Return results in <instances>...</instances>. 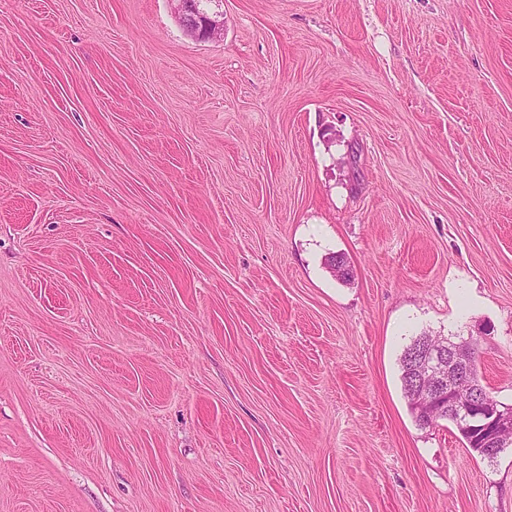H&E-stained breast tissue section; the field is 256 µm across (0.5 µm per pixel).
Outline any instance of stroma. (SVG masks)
Returning a JSON list of instances; mask_svg holds the SVG:
<instances>
[{"label": "stroma", "instance_id": "35a3bbf8", "mask_svg": "<svg viewBox=\"0 0 512 512\" xmlns=\"http://www.w3.org/2000/svg\"><path fill=\"white\" fill-rule=\"evenodd\" d=\"M214 8L0 0V512H512V0ZM177 2V14L185 31L201 40H218L224 37V15L210 12L201 7L204 0H174ZM172 1V2H174ZM437 337L438 336H429L426 333H422L419 336H416L411 341V343L408 346H406V348L403 350V353L401 354V357L399 359L400 372H401L400 379H401L402 390H403L404 396L408 401V405H409L411 414H412L413 418L415 419V422L417 423V425L419 427L424 428V429H426V427L424 425H422V423H420V419L418 417H416V415H415V402H414L415 401V397H414L415 390L413 389L411 382L408 379L409 373H408L407 358L409 357L411 351L415 347H418L419 345H421L423 342H425L427 340L432 341ZM469 342L452 341L443 337L432 347L421 349L412 362L417 387L421 379L428 385L417 395L419 413L438 405L442 412L452 415L459 423L478 419L480 444L487 455L505 448L502 435L512 431V407L502 405L482 385L478 388L471 381L468 365ZM461 379L469 383L464 385ZM480 389H484L480 391ZM447 398V403H442ZM448 415V421L453 422Z\"/></svg>", "mask_w": 512, "mask_h": 512}]
</instances>
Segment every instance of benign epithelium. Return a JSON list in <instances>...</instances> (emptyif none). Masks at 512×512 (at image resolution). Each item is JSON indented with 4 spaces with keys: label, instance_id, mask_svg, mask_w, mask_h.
<instances>
[{
    "label": "benign epithelium",
    "instance_id": "7a95c632",
    "mask_svg": "<svg viewBox=\"0 0 512 512\" xmlns=\"http://www.w3.org/2000/svg\"><path fill=\"white\" fill-rule=\"evenodd\" d=\"M177 14L185 31L201 40L224 37V15L201 6L199 0H176ZM468 342L442 338L432 347L421 349L412 362L415 382L426 386L417 395L418 411L437 405L464 424L479 420L480 444L488 455L503 449L502 435L512 431V407L502 405L490 393L463 379H471L467 355Z\"/></svg>",
    "mask_w": 512,
    "mask_h": 512
}]
</instances>
